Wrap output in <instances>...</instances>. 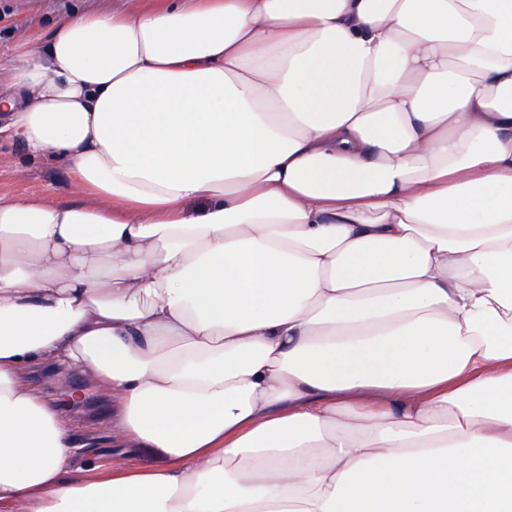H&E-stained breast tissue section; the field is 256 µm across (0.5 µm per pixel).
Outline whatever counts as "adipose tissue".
I'll return each mask as SVG.
<instances>
[{
    "mask_svg": "<svg viewBox=\"0 0 512 512\" xmlns=\"http://www.w3.org/2000/svg\"><path fill=\"white\" fill-rule=\"evenodd\" d=\"M1 141L0 512H512V0L77 13ZM70 190L62 175V166L31 164L23 160L14 145L0 146V194L48 195L68 200ZM71 378L72 383L82 390L88 400V408H86V414L84 415L87 417L86 421L81 420V417L78 416L80 423L73 428V438L78 447L74 475H84L91 461L106 466L115 458L117 450L112 448V443L108 441V433L104 424L106 417L110 414L111 405L83 377L72 375ZM90 422L97 425V433L100 438L97 448H86L85 446L89 431L85 424H90Z\"/></svg>",
    "mask_w": 512,
    "mask_h": 512,
    "instance_id": "obj_1",
    "label": "adipose tissue"
}]
</instances>
